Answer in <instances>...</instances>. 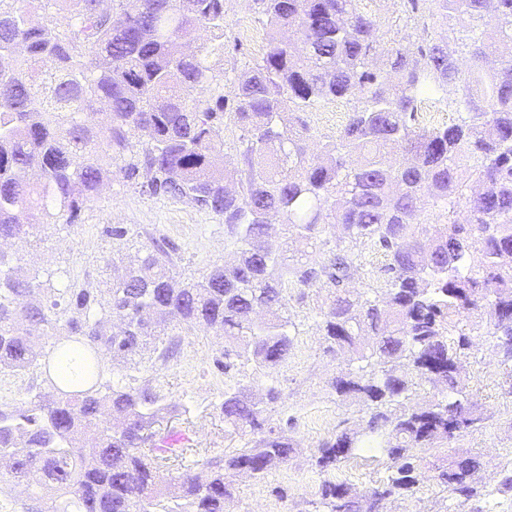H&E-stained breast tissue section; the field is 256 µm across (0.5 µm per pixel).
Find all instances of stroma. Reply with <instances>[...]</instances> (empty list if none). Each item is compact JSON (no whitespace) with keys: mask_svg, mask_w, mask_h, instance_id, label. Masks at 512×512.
<instances>
[{"mask_svg":"<svg viewBox=\"0 0 512 512\" xmlns=\"http://www.w3.org/2000/svg\"><path fill=\"white\" fill-rule=\"evenodd\" d=\"M249 0H225L224 90L232 92L235 75L261 56L244 40L240 27L254 24ZM131 231L130 238L114 239L113 226ZM170 246L173 269L181 277L195 280L223 263L233 243L223 217L199 210L185 200L151 197L140 193L122 175H113L99 199L89 203L75 224H51L40 238L8 250H19L23 274L40 272L42 302H50L58 288H101L120 274L152 239ZM331 294L323 283L304 291L303 297L288 299V313L299 328L287 359L273 369L246 364L234 375L221 374L216 366L224 342L203 328H178L174 341L178 353L162 360L158 350L147 348L128 362H109L106 376L139 387L161 386L175 411L154 426L159 434L178 432L189 436L190 446L182 461L166 464L161 474L170 478L206 459L240 447L239 435L224 426L219 405L226 386L248 387L262 400L272 425L290 424L289 431L299 449L289 460L264 478L233 476L234 493L225 512H309L324 479L315 466L320 443L342 427L364 426L366 414L357 405L339 403L331 383L349 362L350 355L327 351L316 329L322 309ZM467 384L491 414L484 429L465 436L461 447L476 453L482 497L480 512H512V493L499 491V473L512 466V377L496 353L485 342H477L471 356L462 362ZM280 392L277 401L266 399L269 388ZM382 512H470L467 505L439 491L433 480L419 485L413 495L387 501Z\"/></svg>","mask_w":512,"mask_h":512,"instance_id":"1","label":"stroma"}]
</instances>
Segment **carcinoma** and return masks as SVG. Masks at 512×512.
<instances>
[{
	"instance_id": "1",
	"label": "carcinoma",
	"mask_w": 512,
	"mask_h": 512,
	"mask_svg": "<svg viewBox=\"0 0 512 512\" xmlns=\"http://www.w3.org/2000/svg\"><path fill=\"white\" fill-rule=\"evenodd\" d=\"M428 1L450 22L437 39L427 38ZM92 2L0 0V239L74 223L115 171L224 217L234 251L186 280L155 241L108 288H64L48 305L37 301L40 276L20 279L0 257V374L37 368L50 387L0 407V494L23 488L24 512H224L228 477H265L295 440L245 387L230 388L224 425L253 438L167 480L163 463L184 449L142 448L171 408L166 395L104 380L99 355L125 361L178 326L204 327L224 339L223 373L273 369L296 335L288 291L317 282L334 288L317 329L355 364L332 382L336 401L359 402L368 419L322 442L315 465L336 471L366 444L390 465L362 496L323 480L314 512H370L413 494L417 452L452 448L489 419L459 370L474 338L512 370V56L496 57L512 43V0H401L412 41L377 35L366 0H251L267 45L230 99L219 78L224 0H140L133 23L122 16L135 0H112V16ZM68 4L65 22L28 23L34 9ZM201 29L207 42L185 56ZM355 95L344 126L309 153L304 114ZM432 108L457 117L429 128L420 115ZM231 125L241 135L226 161ZM270 224L285 231L278 250ZM336 228V241L321 238ZM297 242L320 258L290 249ZM364 245L381 252L378 269L361 264ZM352 280L367 291L352 294ZM256 308L268 318L254 320ZM482 308L485 326L466 321ZM417 380L432 389L422 403ZM479 469L458 450L434 480L476 500Z\"/></svg>"
}]
</instances>
